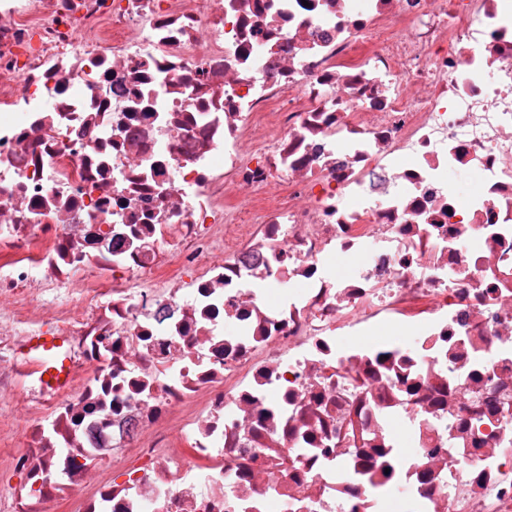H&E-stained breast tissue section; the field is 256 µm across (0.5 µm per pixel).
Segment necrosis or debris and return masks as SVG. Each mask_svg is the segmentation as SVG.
Masks as SVG:
<instances>
[{"label": "necrosis or debris", "instance_id": "necrosis-or-debris-1", "mask_svg": "<svg viewBox=\"0 0 512 512\" xmlns=\"http://www.w3.org/2000/svg\"><path fill=\"white\" fill-rule=\"evenodd\" d=\"M2 300L6 512H512V0H0ZM63 336L39 335L31 336L26 343V352L32 354L38 361L37 376L45 388L53 390L65 389L70 382L67 371L68 361L56 359L53 356L63 344ZM48 375V378H45Z\"/></svg>", "mask_w": 512, "mask_h": 512}]
</instances>
